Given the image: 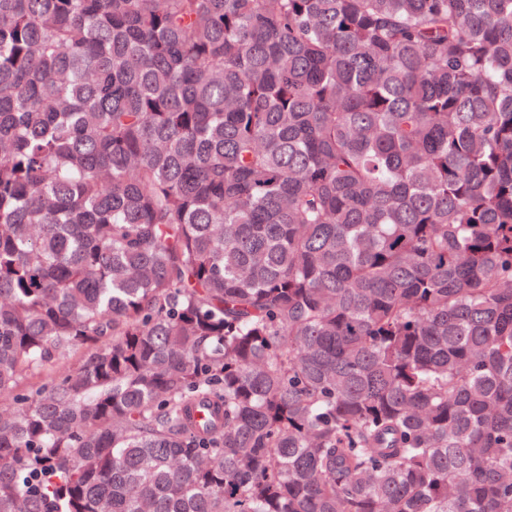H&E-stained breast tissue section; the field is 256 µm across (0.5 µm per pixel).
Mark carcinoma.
I'll use <instances>...</instances> for the list:
<instances>
[{
  "mask_svg": "<svg viewBox=\"0 0 512 512\" xmlns=\"http://www.w3.org/2000/svg\"><path fill=\"white\" fill-rule=\"evenodd\" d=\"M4 395L0 512H512V0H0Z\"/></svg>",
  "mask_w": 512,
  "mask_h": 512,
  "instance_id": "carcinoma-1",
  "label": "carcinoma"
}]
</instances>
